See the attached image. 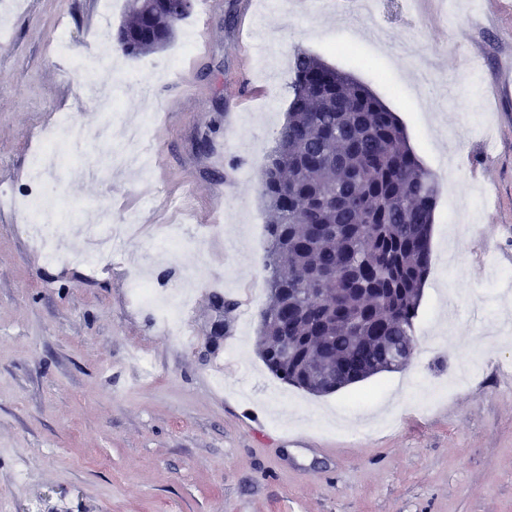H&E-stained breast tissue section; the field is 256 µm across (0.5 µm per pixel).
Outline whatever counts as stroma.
Listing matches in <instances>:
<instances>
[{
    "label": "stroma",
    "instance_id": "35a3bbf8",
    "mask_svg": "<svg viewBox=\"0 0 512 512\" xmlns=\"http://www.w3.org/2000/svg\"><path fill=\"white\" fill-rule=\"evenodd\" d=\"M124 8L0 0V512H512V290L494 280L512 268V10L412 0L350 22L332 0H216L132 58L99 39ZM298 50L368 87L440 183L411 364L324 396L258 350L259 175ZM65 117L117 136L36 172ZM136 127L148 173L109 168ZM29 191L67 262L25 231ZM138 272L186 296L178 324L136 300Z\"/></svg>",
    "mask_w": 512,
    "mask_h": 512
}]
</instances>
